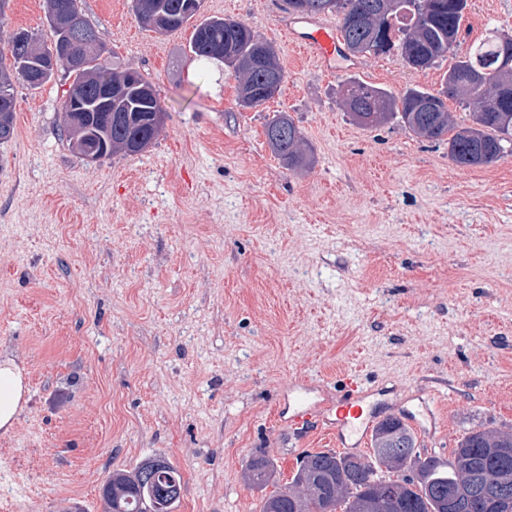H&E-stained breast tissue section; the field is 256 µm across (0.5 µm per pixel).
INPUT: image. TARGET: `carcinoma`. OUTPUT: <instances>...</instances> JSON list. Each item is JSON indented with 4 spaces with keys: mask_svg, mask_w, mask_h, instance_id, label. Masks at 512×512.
Returning <instances> with one entry per match:
<instances>
[{
    "mask_svg": "<svg viewBox=\"0 0 512 512\" xmlns=\"http://www.w3.org/2000/svg\"><path fill=\"white\" fill-rule=\"evenodd\" d=\"M317 0H287L288 11L322 15ZM468 0H334L332 11L340 16V32L354 57L397 52L413 69L432 67L457 46ZM140 23L172 34L195 19L200 8L186 0H132ZM45 18L58 41L62 29L86 30L91 45L72 46L75 64L60 62L45 67L48 46L19 29L9 38H23L18 47L0 51V95L14 96L15 83L39 89L58 72L71 81L62 105L60 133L79 157L105 150L108 157L135 155L147 148L163 126L165 113L153 96L152 82L140 72L111 60V52L85 18L83 0H46ZM512 49V38L491 34L456 58L437 91L409 88L396 96L385 88L357 79L346 81L344 105L362 127L373 128L399 117L416 137L439 140L448 136V157L458 166L487 165L512 154V67L500 66L503 52ZM189 51L201 60L232 61L238 78V99L258 107L276 95V84L285 71L274 46L256 35L244 21L211 16L194 25ZM477 83L472 96L468 85ZM115 87L121 95L112 111L97 105L100 95ZM472 108L470 126L455 125L443 96ZM78 98L83 108L74 110ZM15 105L0 101V143L14 134ZM269 147L281 163L297 170L311 163L304 136L285 112L265 125ZM406 455L394 457L391 449ZM512 449V429H479L458 441L451 458L423 457L414 433L396 416L385 418L372 439L368 459L331 451L308 453L298 462L291 480H273V464L259 456L246 471L248 486L263 492L261 512H505L494 496L497 479L512 475V464L502 465V451ZM154 469L157 482L147 485L144 474ZM274 487L266 492L268 487ZM182 489V475L167 458L150 456L131 469H115L101 488L104 512H174Z\"/></svg>",
    "mask_w": 512,
    "mask_h": 512,
    "instance_id": "cac0c4a2",
    "label": "carcinoma"
}]
</instances>
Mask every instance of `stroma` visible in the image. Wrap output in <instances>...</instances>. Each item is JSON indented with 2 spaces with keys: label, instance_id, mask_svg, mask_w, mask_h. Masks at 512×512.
I'll use <instances>...</instances> for the list:
<instances>
[{
  "label": "stroma",
  "instance_id": "obj_1",
  "mask_svg": "<svg viewBox=\"0 0 512 512\" xmlns=\"http://www.w3.org/2000/svg\"><path fill=\"white\" fill-rule=\"evenodd\" d=\"M286 7L203 2L279 51L281 93L246 110L234 73L190 53L192 26L164 36L131 0H84L165 113L136 155L82 160L59 137L68 81L16 85L0 143V359L23 390L0 428V512H103L107 476L150 455L182 473L176 512H260L254 457L285 482L301 454L334 448L289 437V382L337 386L349 368L449 393L435 435L417 436L426 454L512 427V155L460 167L447 140L398 120L359 126L347 77L435 91L451 59L417 70L372 55L328 74L278 30ZM17 28L51 42L43 0H9L0 40ZM492 31L512 36V0H469L457 54ZM279 112L310 148L303 169L267 144Z\"/></svg>",
  "mask_w": 512,
  "mask_h": 512
}]
</instances>
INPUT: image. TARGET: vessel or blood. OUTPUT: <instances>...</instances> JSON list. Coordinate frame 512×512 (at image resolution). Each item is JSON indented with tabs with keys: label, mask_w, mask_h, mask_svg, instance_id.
Masks as SVG:
<instances>
[{
	"label": "vessel or blood",
	"mask_w": 512,
	"mask_h": 512,
	"mask_svg": "<svg viewBox=\"0 0 512 512\" xmlns=\"http://www.w3.org/2000/svg\"><path fill=\"white\" fill-rule=\"evenodd\" d=\"M278 26L283 34L299 46L325 72H340L348 60L342 37L336 28L317 16L284 15ZM381 389L368 386L358 371H350L337 396L314 392L308 383L292 384L288 402L279 412L280 420L295 433L325 429L337 446L348 449L364 447L381 416L376 406ZM435 390L423 387L404 389V400H416L414 409L406 411V420L418 430L435 427L438 403Z\"/></svg>",
	"instance_id": "b4317fda"
}]
</instances>
